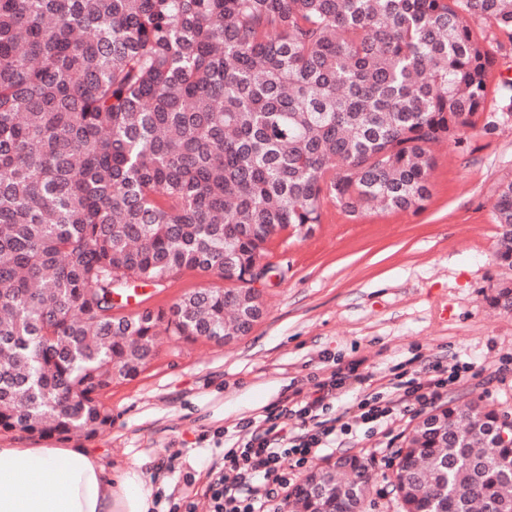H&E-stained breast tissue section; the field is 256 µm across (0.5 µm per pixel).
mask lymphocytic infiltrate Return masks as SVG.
Masks as SVG:
<instances>
[{"mask_svg": "<svg viewBox=\"0 0 512 512\" xmlns=\"http://www.w3.org/2000/svg\"><path fill=\"white\" fill-rule=\"evenodd\" d=\"M460 377L459 369L436 366L434 377L424 383L407 381L403 394L388 405L361 402L360 417L375 422L391 416L410 397L419 402L435 400ZM342 387L341 378L334 374L309 390L296 391L290 413L304 425V432L262 421L243 425L238 431L239 447L225 452L224 472L210 486L211 512H277V501L288 496L289 466L307 464L326 447L329 430L313 432L309 425L317 419L325 400Z\"/></svg>", "mask_w": 512, "mask_h": 512, "instance_id": "f902f5d3", "label": "lymphocytic infiltrate"}]
</instances>
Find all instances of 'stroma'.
<instances>
[{"mask_svg":"<svg viewBox=\"0 0 512 512\" xmlns=\"http://www.w3.org/2000/svg\"><path fill=\"white\" fill-rule=\"evenodd\" d=\"M463 139L433 147L432 196L423 209L352 219L331 207L311 234L276 238L264 258L265 314L252 331L224 345L164 339L146 372L102 394L111 426L68 437V447L120 467L149 458L153 512H206L238 423L273 414L297 426L288 413L294 392L353 370L367 375L366 384L327 399L320 415L349 433L312 464L361 457L372 489L368 512H398L389 487L397 450L435 404L481 400L512 414V312L489 302L506 275L495 260L493 191L512 180V119L490 134L466 129ZM217 283L187 271L137 293L143 307L166 308ZM436 363L464 368L438 403L413 401L387 421H361L362 399L397 398L402 382L427 381Z\"/></svg>","mask_w":512,"mask_h":512,"instance_id":"1","label":"stroma"}]
</instances>
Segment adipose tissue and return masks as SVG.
Listing matches in <instances>:
<instances>
[{
  "label": "adipose tissue",
  "mask_w": 512,
  "mask_h": 512,
  "mask_svg": "<svg viewBox=\"0 0 512 512\" xmlns=\"http://www.w3.org/2000/svg\"><path fill=\"white\" fill-rule=\"evenodd\" d=\"M149 484L82 448H0V512H150Z\"/></svg>",
  "instance_id": "1"
}]
</instances>
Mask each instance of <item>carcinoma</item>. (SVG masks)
Instances as JSON below:
<instances>
[{
  "label": "carcinoma",
  "instance_id": "cac0c4a2",
  "mask_svg": "<svg viewBox=\"0 0 512 512\" xmlns=\"http://www.w3.org/2000/svg\"><path fill=\"white\" fill-rule=\"evenodd\" d=\"M512 0H0V430L95 435L99 401L173 338L224 342L222 287L130 306L186 271L241 291L267 244L329 204L423 208L431 146L482 124ZM512 268V180L495 190ZM230 250L232 271L224 270ZM512 308V281L491 297ZM398 449L401 512H512L488 405ZM356 456L293 485L295 512H366Z\"/></svg>",
  "mask_w": 512,
  "mask_h": 512
}]
</instances>
